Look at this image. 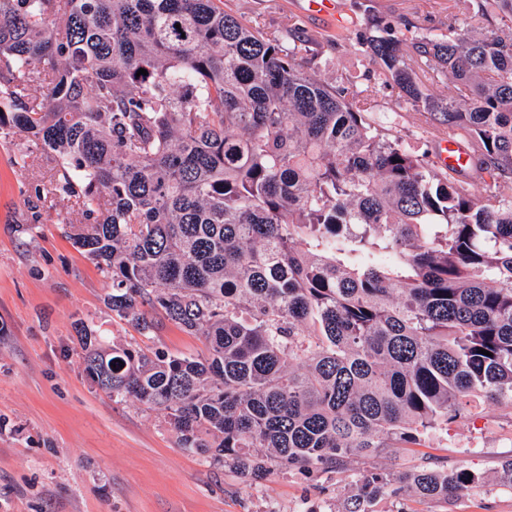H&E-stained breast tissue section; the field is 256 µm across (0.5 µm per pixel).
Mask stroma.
<instances>
[{
	"instance_id": "35a3bbf8",
	"label": "stroma",
	"mask_w": 512,
	"mask_h": 512,
	"mask_svg": "<svg viewBox=\"0 0 512 512\" xmlns=\"http://www.w3.org/2000/svg\"><path fill=\"white\" fill-rule=\"evenodd\" d=\"M340 19L304 12L300 0H227L268 31L296 26L313 39L314 75L333 83L353 74L373 85L356 49L368 12L440 33L456 0H339ZM376 115L412 151L432 152L423 116L394 87L375 94ZM20 141H0V512H341L353 482L398 464L462 466L485 481L449 502L405 494L382 498L377 512H512V485L500 481L512 459V409L473 408L424 446L388 457H352L344 473L304 474L273 467L252 484L177 445L162 412L136 400L112 402L84 373L74 326L84 322L114 343L135 337L107 307L112 282L67 238L65 210L37 199L52 163L37 152L11 165Z\"/></svg>"
}]
</instances>
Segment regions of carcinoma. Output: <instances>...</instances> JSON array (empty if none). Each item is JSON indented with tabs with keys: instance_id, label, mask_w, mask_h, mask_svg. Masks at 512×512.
Returning a JSON list of instances; mask_svg holds the SVG:
<instances>
[{
	"instance_id": "obj_1",
	"label": "carcinoma",
	"mask_w": 512,
	"mask_h": 512,
	"mask_svg": "<svg viewBox=\"0 0 512 512\" xmlns=\"http://www.w3.org/2000/svg\"><path fill=\"white\" fill-rule=\"evenodd\" d=\"M466 2L435 35L372 13L358 44L434 132L468 139L480 196L407 151L371 94L317 79L294 28L224 0H0V139L52 157L35 194L66 206L112 314L203 345L111 346L80 324L97 389L251 483L421 446L482 400L512 408V0ZM440 76L459 97L428 93ZM482 481L371 472L345 512ZM147 343L173 355L189 354L202 348V344L196 336L186 335L167 321L159 326L153 336V341Z\"/></svg>"
}]
</instances>
